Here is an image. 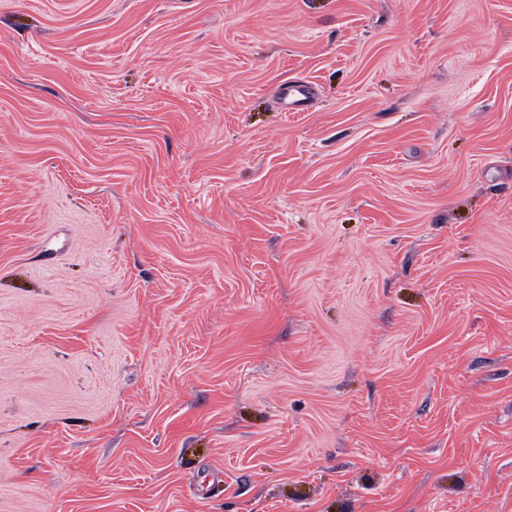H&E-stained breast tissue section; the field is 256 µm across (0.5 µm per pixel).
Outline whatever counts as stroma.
Masks as SVG:
<instances>
[{
	"label": "stroma",
	"instance_id": "1",
	"mask_svg": "<svg viewBox=\"0 0 512 512\" xmlns=\"http://www.w3.org/2000/svg\"><path fill=\"white\" fill-rule=\"evenodd\" d=\"M0 512H512V0H0ZM315 96V87L305 80L286 81L280 87V99L286 112L308 111Z\"/></svg>",
	"mask_w": 512,
	"mask_h": 512
}]
</instances>
